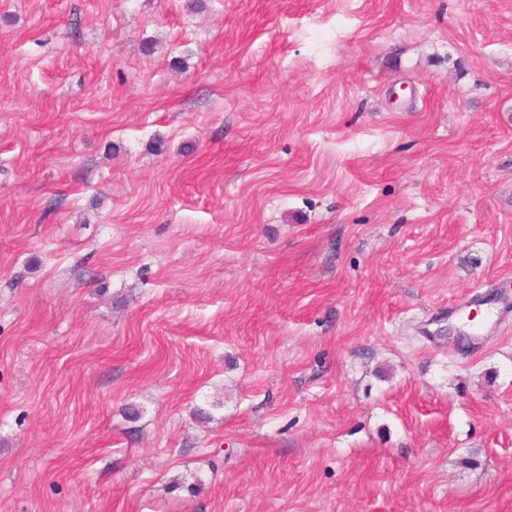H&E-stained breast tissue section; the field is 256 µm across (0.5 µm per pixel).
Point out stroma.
<instances>
[{
    "mask_svg": "<svg viewBox=\"0 0 512 512\" xmlns=\"http://www.w3.org/2000/svg\"><path fill=\"white\" fill-rule=\"evenodd\" d=\"M0 512H512V0H0Z\"/></svg>",
    "mask_w": 512,
    "mask_h": 512,
    "instance_id": "1",
    "label": "stroma"
}]
</instances>
